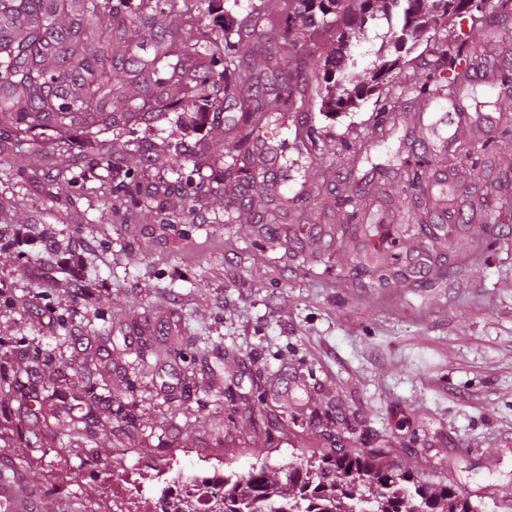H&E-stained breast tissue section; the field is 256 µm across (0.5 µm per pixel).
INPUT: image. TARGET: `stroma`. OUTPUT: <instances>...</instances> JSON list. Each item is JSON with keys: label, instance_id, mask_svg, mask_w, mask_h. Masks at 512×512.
<instances>
[{"label": "stroma", "instance_id": "obj_1", "mask_svg": "<svg viewBox=\"0 0 512 512\" xmlns=\"http://www.w3.org/2000/svg\"><path fill=\"white\" fill-rule=\"evenodd\" d=\"M440 42L466 45L472 82L440 88L435 111L409 103L384 140L372 134L371 97L333 117L305 115L324 160L391 220L413 203L398 170L424 150L425 196L450 184L456 207L474 211L462 236L496 237L481 261L429 288L396 281L380 297L353 287V254L340 242L286 252L285 236L306 243L346 220L343 206L325 205L323 170L296 121L251 135L263 173L256 191L281 207L271 237L255 235L253 211L224 197L175 200L170 224L146 209L129 222L113 207L106 183L128 141L208 147L181 170L195 182L221 167L232 136L209 121L193 129L171 112L94 141L74 135L71 160L109 161L86 172L68 202L19 176L56 154L48 137L0 152V371L47 376L29 356L38 349L72 377L104 372L137 386L117 429L92 444L49 431L38 446L21 440L16 431L37 424L38 403L0 404V479L23 490L27 512H119L112 487L127 469L140 475L136 505L152 506L179 475L227 464L244 474L260 460H311L339 447L385 449L389 462L462 487L488 512L512 500V235L503 230L512 140L499 137L512 113V12L488 13L478 27L450 19L417 46L400 84L437 70ZM452 104L461 115L453 125ZM463 139L487 147L479 179L456 164ZM228 389L276 411L271 431L230 413ZM325 414L344 423L339 440L324 437Z\"/></svg>", "mask_w": 512, "mask_h": 512}]
</instances>
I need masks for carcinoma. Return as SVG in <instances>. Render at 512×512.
Masks as SVG:
<instances>
[{
	"mask_svg": "<svg viewBox=\"0 0 512 512\" xmlns=\"http://www.w3.org/2000/svg\"><path fill=\"white\" fill-rule=\"evenodd\" d=\"M206 0H142L137 12L116 0L109 12L100 0H11L0 6V131L13 136L0 139V150L24 141L37 131H52L62 141L72 132L95 136L108 129L123 130L142 117L156 113V100L141 86H151L164 96L165 110H188L200 117L212 113L239 129L240 137L228 148L224 169L208 181L193 186L181 179H149L152 168L172 170L185 161L175 149L159 155L140 147L121 154L123 176L112 180V199L133 213L154 208L165 216L172 198L199 200L209 194L233 196L245 206L256 187L255 153L250 148L254 129L265 127L291 112H346L365 98L383 95L381 112H396L409 99L434 95L431 78L408 88L396 84L395 70L421 41L432 40L438 22L466 15L472 26L483 24L487 12L508 10L509 0H215L224 14L239 13L237 27L219 33L204 21ZM67 25L56 26L62 15ZM389 28L387 39L373 51L368 70L357 72L353 47L368 37L379 20ZM274 20L276 34L268 37L260 23ZM329 35V45L319 64L309 69L304 61L306 43ZM142 37L151 42L153 57L142 59L133 47L114 54L113 37ZM252 53L273 56L302 75L299 97L263 83L250 72L242 53L246 40ZM457 84L471 79L461 68L462 49L441 50ZM477 149L464 141L457 153L460 167L478 171ZM427 156H418L405 169L412 189L426 177ZM27 179L41 183L57 200H70L76 179L70 161L61 157L31 170ZM336 193L351 206L350 221L360 224L368 195L338 180ZM429 204L408 210L407 219L395 227H378V244L370 253L356 251L353 269L372 274V284L383 287L400 270L396 240L432 238L438 225ZM452 263L440 262L441 275L459 274L482 255L472 245L448 243ZM136 386L127 381L112 386L106 378L73 380L56 370L42 386L43 400L53 404L68 399L84 410L64 421L49 408L42 427L57 429L71 440L91 442L98 431L121 415ZM383 448L355 454L336 451L318 461L298 457L278 467L263 462L245 474L229 472L222 486L210 492L208 510L200 508L203 494L162 499V512H481L463 490L454 485L428 484L410 470L384 462Z\"/></svg>",
	"mask_w": 512,
	"mask_h": 512,
	"instance_id": "1",
	"label": "carcinoma"
}]
</instances>
